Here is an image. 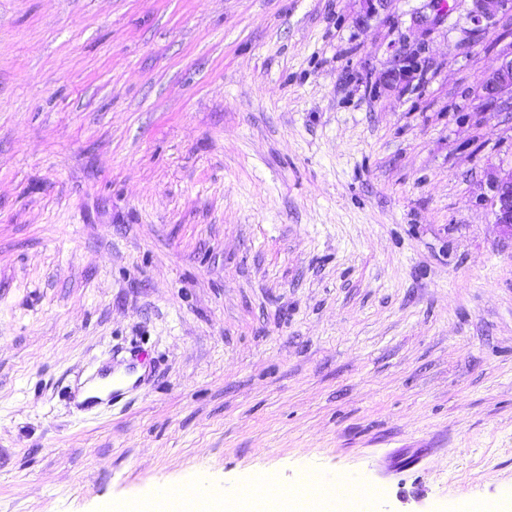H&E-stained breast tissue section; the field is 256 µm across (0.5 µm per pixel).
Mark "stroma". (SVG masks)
<instances>
[{
	"mask_svg": "<svg viewBox=\"0 0 512 512\" xmlns=\"http://www.w3.org/2000/svg\"><path fill=\"white\" fill-rule=\"evenodd\" d=\"M447 4L0 0V512L200 471L512 495V21ZM480 90L488 99L512 97V48L499 58L498 64L480 81ZM492 207L495 224L512 238V170L497 177L493 184ZM94 380H96V388L100 391H106L107 397L106 399H102L100 397L94 396V397H88L84 399L83 401L77 403V407L83 410H93L95 408H98L102 405H112V402L119 398L123 394L122 388L119 386V384H116L114 382V379H112V382L105 381L106 375L103 374H97Z\"/></svg>",
	"mask_w": 512,
	"mask_h": 512,
	"instance_id": "35a3bbf8",
	"label": "stroma"
}]
</instances>
